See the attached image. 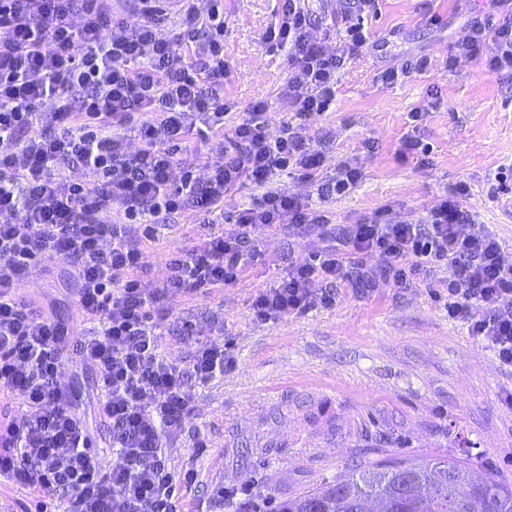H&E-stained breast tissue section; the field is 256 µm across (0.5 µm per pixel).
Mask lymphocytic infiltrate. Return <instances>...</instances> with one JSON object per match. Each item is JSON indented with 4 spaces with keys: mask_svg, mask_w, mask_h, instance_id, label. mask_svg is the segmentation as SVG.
Listing matches in <instances>:
<instances>
[{
    "mask_svg": "<svg viewBox=\"0 0 512 512\" xmlns=\"http://www.w3.org/2000/svg\"><path fill=\"white\" fill-rule=\"evenodd\" d=\"M221 2L203 11L181 0L176 31L163 39V0H138L130 19L112 12V0H0V391L21 405L0 422V475L36 492L34 512H182L178 488L197 471L175 469L167 445L193 412V388L233 360L201 342L187 365L169 362L160 351L168 295H203L243 278L261 256L252 225L327 233V212L288 194L283 176L310 182L323 200L349 195L362 178L349 162L324 173L308 122L329 111L338 72L368 45L364 15L378 0H354L342 12L345 40L332 53L312 35L319 19L310 0H281V21L265 36L288 71L278 95L289 117L275 138L261 100L247 119L224 125ZM488 40L487 70L512 73V19L474 22L453 52L479 58ZM204 119L226 133L223 164L201 176L178 154ZM130 131L145 143L135 153L126 148ZM77 167L84 179L72 177ZM246 183L258 190L250 207L225 213V196ZM468 198L462 184L406 223L379 211L348 225L343 249L290 262L255 294L253 315L266 322L333 306V284L367 254L382 257L380 276L396 287L445 266L449 318L512 368V262L496 234L476 226ZM183 212L200 215L198 237L166 257L164 279H148L157 225ZM45 260L71 266L77 314L92 333L17 297ZM69 352L94 372L107 447L121 465H105L58 381Z\"/></svg>",
    "mask_w": 512,
    "mask_h": 512,
    "instance_id": "lymphocytic-infiltrate-1",
    "label": "lymphocytic infiltrate"
}]
</instances>
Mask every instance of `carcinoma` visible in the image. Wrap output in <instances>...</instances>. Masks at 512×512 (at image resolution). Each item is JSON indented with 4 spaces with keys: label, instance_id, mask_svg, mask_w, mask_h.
Masks as SVG:
<instances>
[{
    "label": "carcinoma",
    "instance_id": "1",
    "mask_svg": "<svg viewBox=\"0 0 512 512\" xmlns=\"http://www.w3.org/2000/svg\"><path fill=\"white\" fill-rule=\"evenodd\" d=\"M365 499L404 500L405 512H512V485L475 479L446 458L393 461L275 503L270 512H355L356 502Z\"/></svg>",
    "mask_w": 512,
    "mask_h": 512
}]
</instances>
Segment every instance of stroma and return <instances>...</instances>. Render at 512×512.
I'll list each match as a JSON object with an SVG mask.
<instances>
[{"instance_id": "35a3bbf8", "label": "stroma", "mask_w": 512, "mask_h": 512, "mask_svg": "<svg viewBox=\"0 0 512 512\" xmlns=\"http://www.w3.org/2000/svg\"><path fill=\"white\" fill-rule=\"evenodd\" d=\"M224 96L265 100L271 135L288 106L278 97L286 79L269 54L266 31L280 16L279 0H223ZM486 0H379L364 19L374 44L340 70L336 104L314 117L324 169L357 159L363 177L346 197L323 202L332 224L372 217L385 207L405 222L464 183L476 221L488 225L512 260V197L492 199L498 169L512 165V78L475 60L449 61ZM431 70L383 84L380 75L411 58ZM430 104L420 125L408 114ZM429 143L430 164L398 160L405 136ZM196 218L186 213L157 227L150 278L165 276L164 258L189 246ZM251 236L262 253L239 282L209 294L172 295L160 348L182 362L196 343H216L235 360L223 378L197 388L186 432L170 443L175 468L195 463L194 484L181 488L184 512H269L275 501L316 490L352 470L386 461L448 457L478 476L512 483V370L466 324L449 319L448 299L421 283L372 287L338 282L336 303L268 323L249 304L288 270L289 260L321 246L302 227L258 224ZM77 283L66 265L35 266L18 293L48 315L74 321ZM103 443L92 375L66 366L61 375ZM209 446L197 453L195 436Z\"/></svg>"}]
</instances>
